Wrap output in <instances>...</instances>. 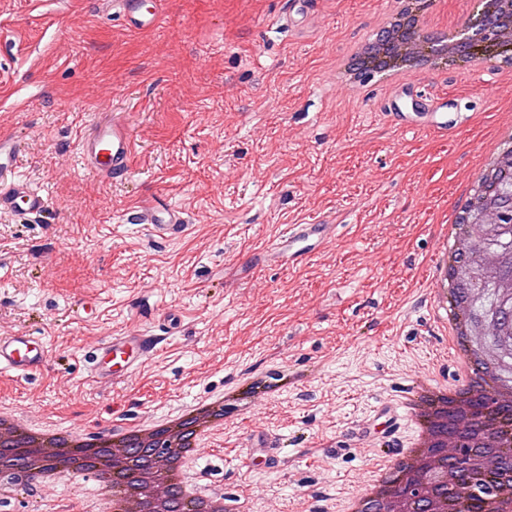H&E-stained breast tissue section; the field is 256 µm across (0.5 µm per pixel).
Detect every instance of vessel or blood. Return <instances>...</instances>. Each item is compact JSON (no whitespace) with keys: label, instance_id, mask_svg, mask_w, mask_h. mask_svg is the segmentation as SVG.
Here are the masks:
<instances>
[{"label":"vessel or blood","instance_id":"vessel-or-blood-1","mask_svg":"<svg viewBox=\"0 0 512 512\" xmlns=\"http://www.w3.org/2000/svg\"><path fill=\"white\" fill-rule=\"evenodd\" d=\"M112 14L136 31H149L163 22L162 0H105ZM388 113L395 121L413 127L445 132L454 119L440 109L428 112L403 111L391 102ZM76 148L84 165L106 182L125 179L132 171L137 154L128 113L116 112L97 121L91 130L79 134ZM21 142L10 132H0V210H9L25 219L40 218L49 210L45 193L33 187L19 173ZM129 220L148 225L161 238L181 237L188 229L183 211L168 195L156 192L131 207ZM334 225L325 223L293 224L275 245L282 263L296 265L310 257L331 239ZM165 335L120 333L109 336L88 357L89 377L99 386L124 381L127 374L142 365L163 344L165 336L174 335L184 322L176 309L164 315ZM49 360V349L39 336H15L0 339V372L29 374L40 371Z\"/></svg>","mask_w":512,"mask_h":512}]
</instances>
